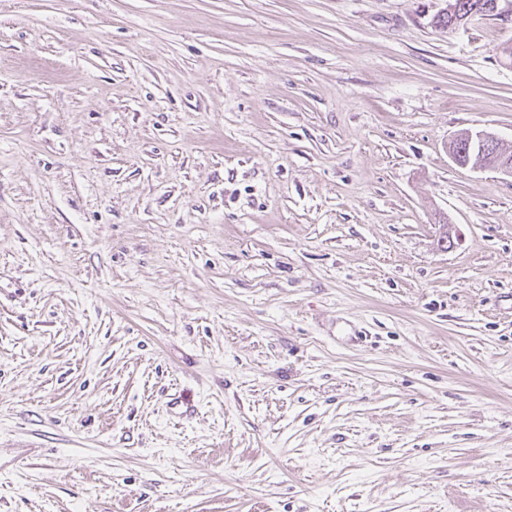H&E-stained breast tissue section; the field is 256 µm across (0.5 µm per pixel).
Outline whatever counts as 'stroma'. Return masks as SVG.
Returning a JSON list of instances; mask_svg holds the SVG:
<instances>
[{"instance_id": "obj_1", "label": "stroma", "mask_w": 512, "mask_h": 512, "mask_svg": "<svg viewBox=\"0 0 512 512\" xmlns=\"http://www.w3.org/2000/svg\"><path fill=\"white\" fill-rule=\"evenodd\" d=\"M442 6L0 0V512H512V22Z\"/></svg>"}]
</instances>
